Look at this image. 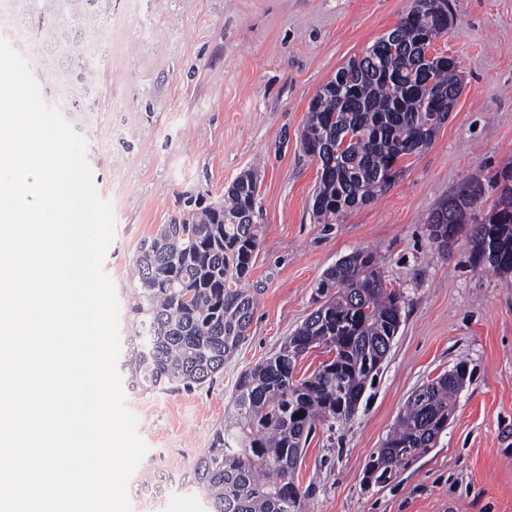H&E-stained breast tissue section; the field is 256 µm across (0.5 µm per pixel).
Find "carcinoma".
Instances as JSON below:
<instances>
[{"instance_id": "obj_1", "label": "carcinoma", "mask_w": 512, "mask_h": 512, "mask_svg": "<svg viewBox=\"0 0 512 512\" xmlns=\"http://www.w3.org/2000/svg\"><path fill=\"white\" fill-rule=\"evenodd\" d=\"M24 23L41 25L46 52L59 57L63 77L93 88L81 31L103 22L108 0H18ZM434 11L418 34L411 16L378 39L365 55L341 68L336 90L312 99L300 138L320 146V175L312 212L320 224H338L352 209L386 191L405 158L428 147L461 94L457 66L427 60L418 39L434 40L454 21L436 12L438 0H415ZM498 195L479 206L466 183L428 214L427 229L440 248L469 227L470 256L499 273H512V168L489 179ZM258 177L241 174L224 194L223 212L204 209L195 224H165L143 241L135 258L138 286L130 307L134 336L126 367L134 389L175 391L211 382L238 349L251 325L256 298L226 287L253 268L258 233L253 224ZM378 254L359 249L340 258L316 284V307L278 351L244 371L235 410L216 430L182 486L200 493L208 512H307L309 492L295 473L309 437L332 431L357 413L401 325L403 296L384 285ZM313 348L329 358L298 378V361ZM468 377L457 363L415 390L397 426L365 464L366 483L386 485L435 447L448 429Z\"/></svg>"}]
</instances>
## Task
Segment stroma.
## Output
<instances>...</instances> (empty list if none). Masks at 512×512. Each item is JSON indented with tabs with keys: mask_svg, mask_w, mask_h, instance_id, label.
I'll list each match as a JSON object with an SVG mask.
<instances>
[{
	"mask_svg": "<svg viewBox=\"0 0 512 512\" xmlns=\"http://www.w3.org/2000/svg\"><path fill=\"white\" fill-rule=\"evenodd\" d=\"M450 3L454 25L431 48L453 56L463 79L447 122L383 195L320 224L319 164L300 142L309 105L413 0H112L85 34L100 48L88 94L60 90L37 39L15 25L13 0H0V37L85 137L95 189L112 205L103 268L122 302L121 338L134 332L126 300L141 242L223 201L244 171L259 174L245 342L192 391L124 390L149 448L129 483L131 512H206L180 482L232 412L240 374L308 316L323 273L363 248L402 293V323L354 419L308 444L297 473L308 512H512V274L473 267L466 235L437 249L425 226L457 187L512 166V0ZM461 361L469 377L436 447L391 484L366 485L365 463L410 395ZM157 474L169 484L154 501L143 482Z\"/></svg>",
	"mask_w": 512,
	"mask_h": 512,
	"instance_id": "35a3bbf8",
	"label": "stroma"
}]
</instances>
